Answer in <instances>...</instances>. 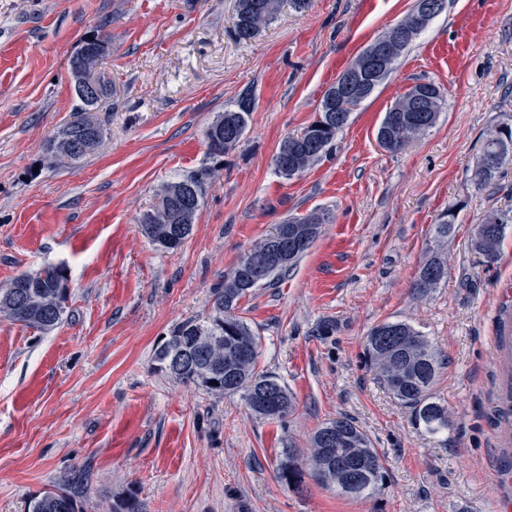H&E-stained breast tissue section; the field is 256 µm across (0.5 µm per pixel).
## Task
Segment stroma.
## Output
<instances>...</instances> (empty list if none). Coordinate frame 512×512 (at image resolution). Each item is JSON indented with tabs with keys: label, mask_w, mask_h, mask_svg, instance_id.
<instances>
[{
	"label": "stroma",
	"mask_w": 512,
	"mask_h": 512,
	"mask_svg": "<svg viewBox=\"0 0 512 512\" xmlns=\"http://www.w3.org/2000/svg\"><path fill=\"white\" fill-rule=\"evenodd\" d=\"M234 0H0V288L53 265L68 317L42 333L0 317V512H28L62 477L86 474L83 512L132 491L145 512H512V224L495 262L470 245L490 211L512 215V166L485 187L472 170L488 130L512 126V0H447L396 68L352 113L330 153L276 173L282 139L414 0H311L281 8L249 43ZM103 29L113 94L104 136L77 163L50 165L47 140L75 119L69 63ZM433 82L437 124L399 152L377 129L411 86ZM255 101L240 145L211 158L205 133L241 94ZM211 170L181 247L165 251L141 215L164 183ZM448 281L411 286L447 212ZM323 212L294 269L242 298L260 338L258 371L293 397L284 419L242 395L218 398L153 367L171 329L205 317L214 288L283 220ZM404 320L444 364L433 387L448 427L433 434L375 379L366 337ZM346 416L385 478L355 498L281 481L283 448L306 447Z\"/></svg>",
	"instance_id": "35a3bbf8"
}]
</instances>
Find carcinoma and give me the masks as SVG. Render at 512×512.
<instances>
[{
    "instance_id": "cac0c4a2",
    "label": "carcinoma",
    "mask_w": 512,
    "mask_h": 512,
    "mask_svg": "<svg viewBox=\"0 0 512 512\" xmlns=\"http://www.w3.org/2000/svg\"><path fill=\"white\" fill-rule=\"evenodd\" d=\"M281 0H234V35L237 41L247 43L256 38L278 13ZM110 41L102 30L96 29L81 39L79 49L70 60V76L77 82L75 61L84 50L94 49L99 59L109 51ZM103 79L100 100L90 102L80 92H75L79 104V119L66 124L53 135L45 147L46 156L54 152L60 139L82 143L90 132L81 119L90 116L98 135H103V124L95 115L103 102L112 96V82ZM435 112H408L402 109L403 101L397 100L386 112L377 131L380 145L398 152L409 143L424 136L437 123L444 108L439 88H434ZM331 90L323 94L319 116L300 132L285 137L273 157L277 173L285 178L299 175L327 154L337 133L348 124L354 110L366 100L357 95L343 101L341 110L345 118L341 123L328 119V109L336 107L330 100ZM254 101L250 94L242 95L236 108L226 110L206 131L208 153L213 158L224 156L241 141ZM512 135V127H497L483 139L476 157L473 179L483 187L492 184L502 169L512 164V156L504 158L499 146L503 131ZM207 174L196 172L181 179L163 184L158 192L159 200L154 210L141 218L146 234L164 250H175L183 241H173L168 229L172 224H184L193 229L201 208ZM455 215L448 212L446 218L433 225L430 257L420 267L413 282L414 294L425 297L448 279V256L443 246L453 230ZM325 214L313 212L304 217H291L276 225V229L294 225L304 229L306 243L288 253L283 260L272 264L265 275L254 280L245 267L247 256L224 275V282L214 289L212 309L203 319H187L176 325L166 339L169 349L177 353L190 351L182 364L181 372L174 374L179 382L201 389L216 396H234L244 392L248 406L256 414L270 419H282L292 408V398L285 384L274 375L256 370L259 337L249 324L235 314L240 300L253 289L271 284L289 272L304 256L320 233ZM512 223V216L491 211L477 225L471 239L472 247L487 261L498 257L505 228ZM67 281L65 268L47 266L34 273H23L12 280L19 288H0V315L14 322L42 332L54 329L67 317V298L62 285ZM218 336L224 350L209 358L197 353L199 339ZM369 362L376 371L380 384L401 405L413 410L415 420L424 424L431 433L448 427V407L437 401L433 385L442 365V359L431 341L412 325L404 321H387L373 327L366 339ZM260 385L274 389L275 399L266 405L254 399ZM300 455L294 448H284L278 466L282 481L302 482ZM306 464L309 476L325 487H337L342 492L360 497L371 491L384 474V466L378 451L368 436L348 417L341 416L326 422L310 438ZM83 481L70 478L60 487L55 486L31 504L30 512H82ZM112 512H143V505L136 493L130 491L112 503Z\"/></svg>"
}]
</instances>
